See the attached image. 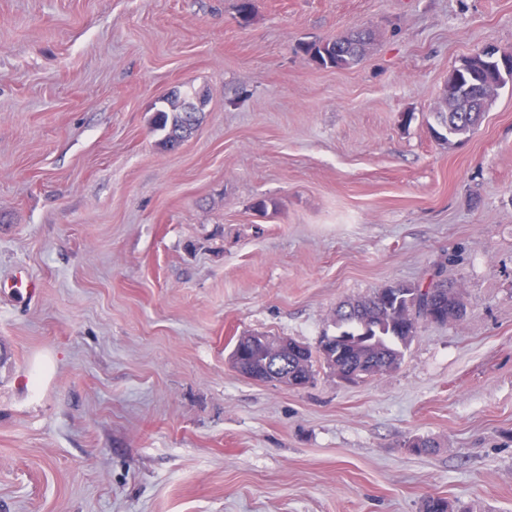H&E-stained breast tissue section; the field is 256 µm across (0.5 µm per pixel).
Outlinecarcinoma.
<instances>
[{
	"label": "carcinoma",
	"instance_id": "1",
	"mask_svg": "<svg viewBox=\"0 0 512 512\" xmlns=\"http://www.w3.org/2000/svg\"><path fill=\"white\" fill-rule=\"evenodd\" d=\"M370 32L363 29L347 33L336 39L307 46L305 51L323 68H348L360 60ZM492 74L484 69L481 52L470 55V61H461L448 76L444 85L443 102L447 120L441 129L434 130L437 139L449 143L466 135L479 124L485 112V100L481 89ZM200 121L199 113L191 105L171 111L160 110L154 117V125L165 132L163 144L178 145ZM455 287L446 280L433 279L426 284H396L379 288L371 293L348 299L336 309L335 324L339 333L334 349L323 358L327 368L330 359L341 353L339 361L358 378L380 376L399 365L404 358L410 338L416 330L407 326L405 314L411 312L415 321L429 320L434 310L456 309L459 317L466 315L462 300L455 299ZM248 355L256 367L266 365L263 350L244 339L235 345ZM423 512H463L442 497L429 496L424 500Z\"/></svg>",
	"mask_w": 512,
	"mask_h": 512
}]
</instances>
